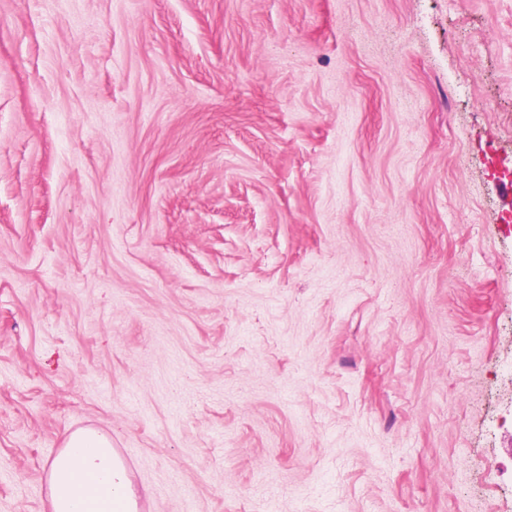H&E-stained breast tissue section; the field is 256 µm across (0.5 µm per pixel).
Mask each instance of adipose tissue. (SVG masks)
<instances>
[{"label":"adipose tissue","instance_id":"obj_1","mask_svg":"<svg viewBox=\"0 0 512 512\" xmlns=\"http://www.w3.org/2000/svg\"><path fill=\"white\" fill-rule=\"evenodd\" d=\"M48 472L49 512H138L126 467L104 434L68 432Z\"/></svg>","mask_w":512,"mask_h":512}]
</instances>
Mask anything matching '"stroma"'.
<instances>
[{
    "mask_svg": "<svg viewBox=\"0 0 512 512\" xmlns=\"http://www.w3.org/2000/svg\"><path fill=\"white\" fill-rule=\"evenodd\" d=\"M79 427L140 512H512V0H0V512Z\"/></svg>",
    "mask_w": 512,
    "mask_h": 512,
    "instance_id": "1",
    "label": "stroma"
}]
</instances>
